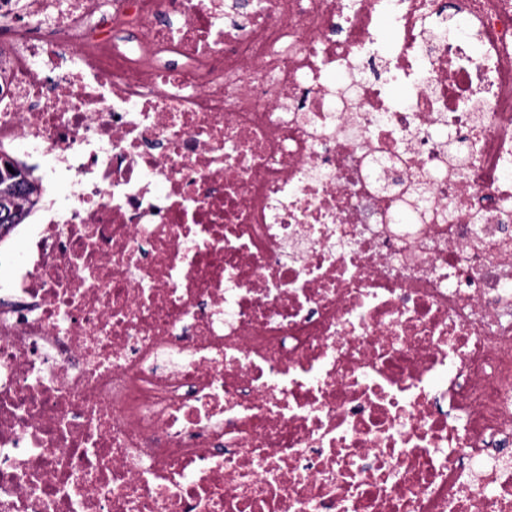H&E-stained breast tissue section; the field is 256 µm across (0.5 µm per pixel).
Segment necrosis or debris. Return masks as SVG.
<instances>
[{
  "label": "necrosis or debris",
  "mask_w": 512,
  "mask_h": 512,
  "mask_svg": "<svg viewBox=\"0 0 512 512\" xmlns=\"http://www.w3.org/2000/svg\"><path fill=\"white\" fill-rule=\"evenodd\" d=\"M254 2L0 0V512H512V0ZM0 167V226L8 225L9 229L5 234H0L2 242L17 224H22L28 216L20 200L27 194L34 191L31 168L25 165L12 166L14 173ZM31 218L26 219L24 224H31ZM6 247L0 250V280L11 279L17 271L18 265L28 258V238L16 230L4 241Z\"/></svg>",
  "instance_id": "1"
}]
</instances>
